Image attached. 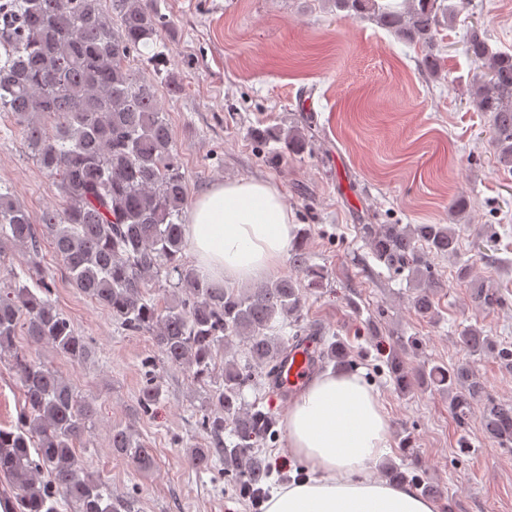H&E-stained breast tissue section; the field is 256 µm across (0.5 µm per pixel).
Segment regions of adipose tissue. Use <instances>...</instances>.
I'll return each instance as SVG.
<instances>
[{
    "instance_id": "obj_1",
    "label": "adipose tissue",
    "mask_w": 512,
    "mask_h": 512,
    "mask_svg": "<svg viewBox=\"0 0 512 512\" xmlns=\"http://www.w3.org/2000/svg\"><path fill=\"white\" fill-rule=\"evenodd\" d=\"M185 236L203 274L238 283L276 271L293 224L274 184L241 179L214 184L196 199ZM285 425L308 476L273 492L265 512H437L412 487L370 477L389 447L390 427L358 375L317 376L293 400Z\"/></svg>"
}]
</instances>
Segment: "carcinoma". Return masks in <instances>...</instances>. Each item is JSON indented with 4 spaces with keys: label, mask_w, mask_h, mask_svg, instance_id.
<instances>
[{
    "label": "carcinoma",
    "mask_w": 512,
    "mask_h": 512,
    "mask_svg": "<svg viewBox=\"0 0 512 512\" xmlns=\"http://www.w3.org/2000/svg\"><path fill=\"white\" fill-rule=\"evenodd\" d=\"M329 2L421 46V64L434 78L441 74L438 29L452 24L466 5V0H403L396 9L378 0ZM112 13L119 18L116 25L100 0H10L0 12V112L10 113L64 199L63 209L47 208L36 217L13 200L10 187L0 185V253L8 246L36 248L39 229H47L75 288L125 330L150 336L164 362L188 368L194 382L207 386L199 420L205 443L187 447L188 464L205 472L220 461L239 492L255 497L270 477L261 446L276 441L279 432L270 412L245 405L243 390L270 381L278 356L302 336L306 297L323 287L326 274L311 263L304 228L288 249L291 274L255 288L223 287L186 266L185 174L155 83L134 77L126 65L132 52L158 61V35L166 20L155 0H112ZM466 50L480 67L470 98L489 117L497 163L512 170V53L493 50L477 28L470 29ZM256 136L282 144L289 155H300L309 145L298 127L269 128ZM359 233L379 264L406 274L417 315L436 321L442 285L434 279L430 256L457 255L455 229L361 224ZM24 275L29 271L10 272V287L0 290V360L19 380L24 399L17 423L0 428V474L18 490L8 512H59L63 503L76 512H137L135 500L112 498L107 483L86 471L78 452L96 415L93 403L15 344L21 328L30 346L50 343L73 363L93 355L89 339L58 310L46 278L34 292L22 282ZM455 277L475 302L497 301L469 264H459ZM152 280L171 290L162 305L149 296ZM279 317L294 319L288 339L271 335ZM237 337L246 342V362L226 359L216 370L218 352ZM457 344L464 358L452 366H415L395 356L388 372L401 392L427 387L448 395L459 427L477 418L489 439L512 444V403L487 397L473 371V358L488 353L512 367V349L473 326L460 330ZM316 358L353 368L338 340L322 343ZM158 399L159 389L147 384L138 407L147 413ZM111 448L138 472L154 465L151 449L126 429H112ZM385 473L393 484L410 483L420 495L435 496L432 485L396 466Z\"/></svg>",
    "instance_id": "cac0c4a2"
}]
</instances>
